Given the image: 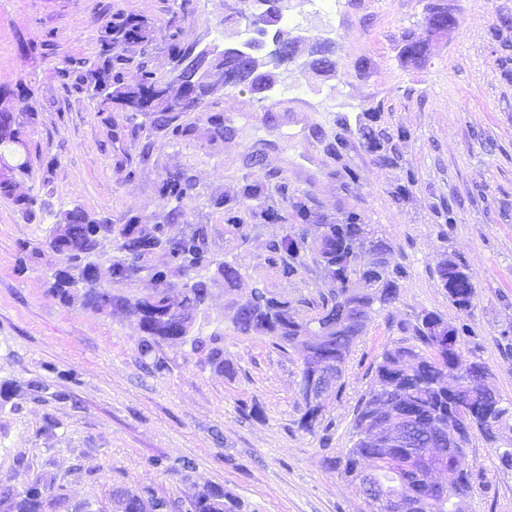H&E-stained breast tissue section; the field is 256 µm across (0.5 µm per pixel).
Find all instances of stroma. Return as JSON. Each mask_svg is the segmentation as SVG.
<instances>
[{
    "mask_svg": "<svg viewBox=\"0 0 512 512\" xmlns=\"http://www.w3.org/2000/svg\"><path fill=\"white\" fill-rule=\"evenodd\" d=\"M429 2L340 0L329 20L307 0H284L280 26L301 43L294 61L275 69L264 92L227 87L205 112L174 110L176 122L195 128L174 141L154 128L153 113L70 92L60 72L94 55L111 17L125 15L146 31L129 55L146 54L158 80L170 82L172 42L218 54L242 40L245 22L231 0H0V108L22 107L28 89L36 109L26 137L33 169L15 178L17 194L36 203L27 213L0 199V384L42 376L50 385L21 410L0 406V479L21 466L54 477L86 512H113V490L143 486L180 512L206 486L224 489L238 512H369L335 462L353 443L381 353L425 311L470 327L464 352L512 401V0H454L458 28L432 35L425 58L411 64L405 37L421 32ZM318 41L332 44L336 72L312 69ZM209 111L223 113V137L211 138ZM366 125L390 134L392 165L378 166L364 147ZM45 156L56 157L52 169ZM344 165L360 175L348 189L336 175ZM181 170L196 189L171 231L209 225L214 262L241 268L238 297L259 282L305 316L331 288L315 267L291 278L268 267L266 245L285 224L228 228L212 202L244 178L264 183L267 205L284 214L291 207L274 190L283 179L322 222L341 223L357 209L391 241L392 263L407 269L398 301L374 314L353 348L325 428L298 427L300 353L240 333L223 287L212 288L198 320L204 335L220 336L231 375L188 342L156 347L168 369L153 373L135 320L68 307L51 293L49 275L66 259L46 240L64 212L164 221L171 206L158 185ZM404 185L406 197L395 199ZM448 206L457 218L449 232L440 217ZM22 242L42 250L24 270ZM448 256L466 264L476 286L471 314L433 274ZM58 391L68 399H55ZM509 446L512 430L494 444L473 434L465 512H512V469L498 460ZM178 460L188 468L167 472Z\"/></svg>",
    "mask_w": 512,
    "mask_h": 512,
    "instance_id": "1",
    "label": "stroma"
}]
</instances>
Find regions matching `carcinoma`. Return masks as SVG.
<instances>
[{"label": "carcinoma", "mask_w": 512, "mask_h": 512, "mask_svg": "<svg viewBox=\"0 0 512 512\" xmlns=\"http://www.w3.org/2000/svg\"><path fill=\"white\" fill-rule=\"evenodd\" d=\"M138 30L137 42L145 38L142 26L120 15L109 22L106 35L100 40L94 60L79 58L65 76L74 77L71 88L78 92L108 90L103 103L132 107L142 112L156 113V124L175 140L191 135L192 127L174 123L170 110L181 103L189 88L199 90L198 107L224 85H243L250 91L261 93L273 82L270 72L262 68L281 65L294 59L296 41L289 38L288 31L276 29L274 36L284 49V55L267 59L257 55V39L231 47L224 53V79L215 77V72L198 67L197 55L177 43L172 44V59L178 75L175 81L164 84V94L153 101L141 104L137 90L122 82V69L130 57L115 52L120 44L129 42L128 30ZM432 35L430 17H425V33L406 37L405 57L419 62L424 58L428 36ZM316 55L312 65L321 70H332L335 62L330 59V45L318 42L312 46ZM368 151L375 154L377 164L393 163V158L383 152L379 133L371 127L361 131ZM195 190L193 176L186 171L167 175L158 186V193L175 203L167 215V224H173L180 216L184 199ZM282 199L290 202L295 223L289 225L285 235L268 245L266 263L269 268L284 277L298 275L309 264H314L322 277L339 278V285L329 293L312 302L313 314L308 318L297 315L288 301L264 290V302L244 310L235 298L236 288L242 279L238 266L230 262L218 264L213 276L201 274L209 269L212 261L209 251V225L194 224L189 232L179 237L167 232L166 224H145L143 217L134 214L123 224H114L110 219L80 211L81 220L69 219V213L50 229L46 241L56 252L67 253V265L51 274L50 289L61 303L71 307L79 305L84 310L98 314H123L138 322L144 333L143 351L148 353L155 344L165 341L184 343L192 341L194 348L207 351L209 361L227 372L233 371L224 362L222 349L216 346L215 335L205 339L200 335L191 337L169 336L162 332L165 326L180 325L182 321L198 317L213 286L224 285V294L230 298L234 309V325L244 334L268 336L281 346H295L298 337L310 334L325 335V349L343 365L347 364L356 341L364 333L372 315L391 307L399 298L400 281L408 276L402 266H383L370 261V252L391 253L393 247L385 235L369 239V227L364 224L359 212L347 211L343 224H327L323 243L315 247L308 237V226L313 212L305 201L290 191L288 181L276 185ZM266 187L246 180L232 195L217 198L213 205L224 211V222L238 229L243 215L254 221L273 223L285 221L287 217L277 210L263 205ZM111 246L116 255L110 266V282L107 284L87 277L90 260L97 257L105 246ZM162 253L164 263H152L156 253ZM435 274L444 284L448 298L457 309L469 313L474 308L476 287L463 264L444 260L437 264ZM131 292L124 293L122 289ZM441 326L460 333L435 312H424L419 316L412 332L417 344L398 345L385 350L375 368V375L368 396L357 408L354 429H359L373 414L378 398L397 394L400 402L395 406V417L403 419L405 427L422 441L423 448H438L442 455L432 460L438 467L447 468L445 496L451 502L466 499L473 490L471 472L466 461H458L459 451L448 447V429L434 424V419L448 411L463 407L468 410L472 428L480 431L491 441L508 428L512 419V401L506 402L498 391L486 381L492 378L489 369L481 362L470 360L464 351L443 355L437 347L435 328ZM468 364V376L475 387L459 391L454 398L438 392L433 387L436 376L455 364ZM49 388L41 377H33L22 383L0 384V404L14 398L31 395L35 398ZM323 411L304 404V413L299 427L309 433L322 427ZM373 453L371 448L356 444L348 448L338 461L342 476L361 492L358 482L361 460ZM381 478L392 492L407 495L426 509L432 490L425 482L423 470L412 466L406 454L398 449L379 464ZM112 497L124 503L123 512H153L156 507H167L168 501L155 496L150 489L136 493L127 489L116 490ZM190 512H234L235 501L220 488L198 490L189 496ZM70 509L69 500L58 492L55 483L37 476L25 483L22 489L7 479L0 482V512H47L49 509Z\"/></svg>", "instance_id": "obj_1"}]
</instances>
